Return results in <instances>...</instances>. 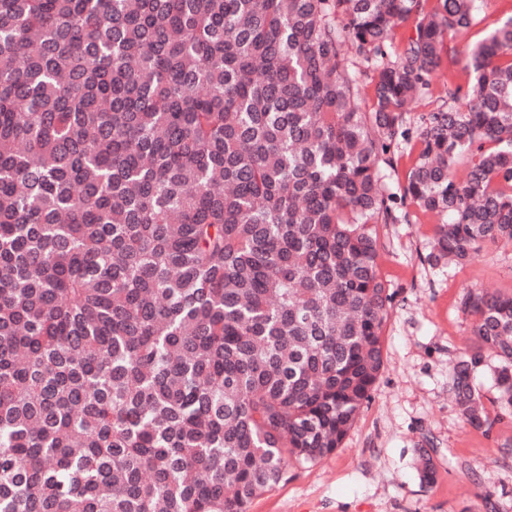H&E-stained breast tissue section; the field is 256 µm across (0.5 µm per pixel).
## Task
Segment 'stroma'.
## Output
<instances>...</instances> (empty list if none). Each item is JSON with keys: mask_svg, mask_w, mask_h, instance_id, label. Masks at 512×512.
<instances>
[{"mask_svg": "<svg viewBox=\"0 0 512 512\" xmlns=\"http://www.w3.org/2000/svg\"><path fill=\"white\" fill-rule=\"evenodd\" d=\"M512 17V0H484L479 23L454 40L455 61L437 72L407 118L443 102L449 74L467 83L466 49ZM379 227L381 272L393 296L385 365L343 446L316 464L289 468L249 512H512V416L499 417L491 369L473 385L498 421L472 428L450 390L453 367L471 349V290L512 292V247L484 248L466 265L430 266L433 221L417 206ZM430 456L433 480L421 476Z\"/></svg>", "mask_w": 512, "mask_h": 512, "instance_id": "obj_1", "label": "stroma"}]
</instances>
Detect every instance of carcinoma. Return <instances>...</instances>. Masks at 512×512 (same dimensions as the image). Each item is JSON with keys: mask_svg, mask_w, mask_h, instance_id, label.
Segmentation results:
<instances>
[{"mask_svg": "<svg viewBox=\"0 0 512 512\" xmlns=\"http://www.w3.org/2000/svg\"><path fill=\"white\" fill-rule=\"evenodd\" d=\"M478 0H0V512H248L334 453L385 364L383 167L432 266L512 245V17ZM411 34L392 52L395 24ZM371 69L358 104L346 47ZM512 413V294L470 291ZM483 6L479 13L480 23L473 27L467 34L456 37L452 44L456 46L457 53L454 64L449 69L458 76L459 83L466 85L468 82V69L466 60L467 46L481 39L489 31L502 25L511 16L512 0H482ZM448 86V63L437 72L431 81V93L422 99L415 100L409 107L407 121L416 125L419 117L424 112H430L443 103L442 96H445V87ZM401 154L402 156L399 158L396 171L394 172L393 170L388 169L385 172V182L388 191L398 199L397 202H399V197L402 195L406 175L409 169L411 168L413 160L415 158V154L409 156L408 151H405L404 149L401 151Z\"/></svg>", "mask_w": 512, "mask_h": 512, "instance_id": "cac0c4a2", "label": "carcinoma"}]
</instances>
